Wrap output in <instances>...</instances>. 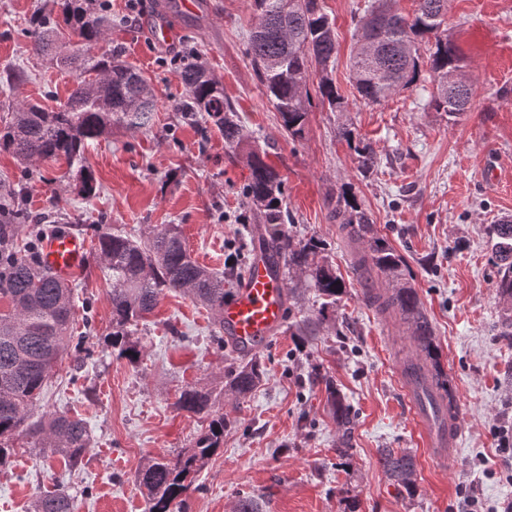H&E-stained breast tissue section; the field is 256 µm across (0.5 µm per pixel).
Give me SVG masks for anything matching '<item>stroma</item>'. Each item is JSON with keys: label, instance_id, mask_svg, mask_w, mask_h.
Listing matches in <instances>:
<instances>
[{"label": "stroma", "instance_id": "35a3bbf8", "mask_svg": "<svg viewBox=\"0 0 512 512\" xmlns=\"http://www.w3.org/2000/svg\"><path fill=\"white\" fill-rule=\"evenodd\" d=\"M158 2L143 0L136 14L127 0H109L112 28L102 44L150 78L159 100L151 130L117 129L86 147L81 167L96 182L89 198L76 188L81 167L36 164L26 208L36 219L100 223L135 239L153 226L176 224L200 265L218 272L228 261L246 266L252 238L267 234L242 196L249 169L215 126L187 121L178 110L186 91L175 55L196 50L245 133L280 173L286 230L324 244L346 292L316 335L301 336L300 321L315 317L320 303L296 281L300 299L290 303L286 327L256 355L265 377L239 400L224 391V374L236 365L232 353L215 341L209 311L184 293L164 292L134 327L143 348L139 363L116 357L109 344L112 283L89 258L71 279L75 327L86 335L87 351L64 355L33 413L83 418L91 446L71 473L59 457L36 454L29 438L18 437L11 466L0 472V512H30L37 494L62 489L75 512H147L137 483L145 460L191 448L207 425L176 405L188 385L211 391L229 426L223 451L194 474L183 512H233L243 497L259 500L263 512H348L353 500L358 512H512V453L503 448L512 444V341L500 334L503 304L489 235L491 225L512 220V0L448 2L444 27L464 50L476 89L469 112L453 121L424 111L425 73L417 87L385 102L359 99L348 61L368 0H320L335 23L332 76L348 109L331 112L313 101L297 141L283 131L246 52L252 0H207L208 9L196 15L168 11L176 31L170 43L152 37ZM45 3L0 0V86L9 70H22L20 98L52 109L66 101L75 75L30 53L28 19ZM341 123L371 144L373 171L363 172L354 149L337 136ZM490 164L499 183L485 179ZM348 194L403 259L400 276H380V286L415 288L433 327L465 427L448 469L428 459L396 386L399 349L413 328L379 318L369 305L350 263L354 246L333 218ZM317 369L355 414L343 459L328 394L312 378ZM383 448L413 452L414 497L384 472Z\"/></svg>", "mask_w": 512, "mask_h": 512}]
</instances>
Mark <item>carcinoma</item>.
Returning <instances> with one entry per match:
<instances>
[{"label": "carcinoma", "instance_id": "1", "mask_svg": "<svg viewBox=\"0 0 512 512\" xmlns=\"http://www.w3.org/2000/svg\"><path fill=\"white\" fill-rule=\"evenodd\" d=\"M413 15L401 13L396 0H372L359 21V34L350 59L353 88L361 100L380 104L415 86L420 79L419 45L434 40L426 66L434 84L426 107L456 118L468 111L474 96L469 77L459 84L443 79L463 71L464 52L445 34L448 0H416ZM256 24L248 38L247 54L266 95L279 114L281 126L292 140L303 138L311 101L310 78L317 76L315 92L331 112L346 111V101L330 76L337 43L333 23L321 12L318 0H253ZM112 27L105 0H52L39 9L27 29L36 55H50L61 69L78 71L67 101L54 110L24 99L10 106L0 119V150L15 156L24 175L37 161L63 158L75 163L88 142L112 135V128L130 132L148 129L158 96L148 78L136 67L118 62L112 50L99 51ZM178 76L187 95L178 106L185 115L211 121L224 133L233 151L246 152L249 178L244 186L248 206L263 223L280 226L285 221L283 180L279 172L254 150L234 108L224 101V88L212 77L194 51L184 54ZM337 135L354 146L360 168L371 171L376 156L348 125ZM25 182H0V468L12 463L14 441L20 436L32 445L60 456L64 468L80 467L91 445L84 420L49 413L31 420L53 369L69 348L83 340L72 335V289L40 261L44 230L32 223L23 206ZM336 221L343 236L363 241L366 247L352 253L353 269L371 284L366 298L377 313L413 325L406 362L425 370L439 388L447 385L438 361L431 327L420 310L417 292L410 287H373V275H397L402 258L386 238L375 233L365 211L355 201L336 205ZM493 255L499 265L497 295L506 304L501 335L512 340V224L491 226ZM268 248L281 257L288 273L307 282L324 299L318 317L299 326L301 335L314 334L325 320V308L346 292L344 280L327 260H317L319 243L295 240L277 230ZM94 249L102 269L112 280V349L132 363L141 360V346L130 339L128 327L151 313L164 291L188 294L211 314L217 341L224 343V273L213 272L194 261L176 224L154 227L142 240L120 231L96 228ZM257 360L239 364L224 375V390L246 398L262 381ZM178 408L208 421L187 453L158 455L146 461L138 474L149 512H179L192 487L191 473L201 469L224 445V412L208 392L195 386L182 388ZM334 414L342 431L340 456L347 454L352 416L347 404L334 398ZM380 464L388 477L408 494L416 490V462L406 449L384 448ZM31 512H74L65 492L40 494Z\"/></svg>", "mask_w": 512, "mask_h": 512}]
</instances>
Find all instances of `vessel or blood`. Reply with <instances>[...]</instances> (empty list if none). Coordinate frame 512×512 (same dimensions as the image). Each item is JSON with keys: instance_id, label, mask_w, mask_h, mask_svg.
I'll return each mask as SVG.
<instances>
[{"instance_id": "obj_1", "label": "vessel or blood", "mask_w": 512, "mask_h": 512, "mask_svg": "<svg viewBox=\"0 0 512 512\" xmlns=\"http://www.w3.org/2000/svg\"><path fill=\"white\" fill-rule=\"evenodd\" d=\"M90 244L73 233L45 237L40 256L58 278L80 269ZM288 322L287 290L281 260L263 246H255L246 275L224 302V338L240 353H257ZM398 389L417 425L429 457L440 466L452 464L460 446L459 418L448 415L443 392L428 389L423 375L406 366L398 368Z\"/></svg>"}]
</instances>
